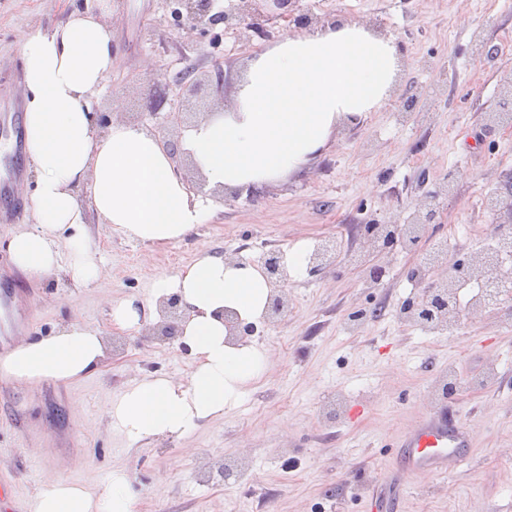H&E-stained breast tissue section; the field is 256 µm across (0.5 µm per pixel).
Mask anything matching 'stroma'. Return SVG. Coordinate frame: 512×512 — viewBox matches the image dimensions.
I'll return each mask as SVG.
<instances>
[{
	"label": "stroma",
	"mask_w": 512,
	"mask_h": 512,
	"mask_svg": "<svg viewBox=\"0 0 512 512\" xmlns=\"http://www.w3.org/2000/svg\"><path fill=\"white\" fill-rule=\"evenodd\" d=\"M317 16L377 28L392 38L400 68L391 105L362 124H340L310 166L254 192L206 188L213 205L185 240L149 246L89 221L101 269L98 286L75 284L65 270L37 279L13 265L7 242L16 224L0 223V344L52 334L78 320L99 327L122 347L83 379H32L12 386L0 405V471L30 504L47 478L95 488L112 471L131 478L137 512H366L392 468L390 448L426 414L442 372L454 368L455 390L474 446L462 464L440 475L406 478L398 512H512V309L427 332L396 312L416 290L408 273L423 249L396 247L375 258L385 266L370 283L361 266L362 223L400 224L420 197L452 182L436 201L428 233L445 242L449 260L493 246L512 217L484 207L512 180V127L486 129L487 112H511L498 92L512 78V8L502 0H303ZM99 0H0V100L21 96L25 33L52 29L74 11H98ZM173 0H111L112 74L92 100L95 110L127 119L149 117L155 76L203 80L224 69L223 93L169 97L168 112L229 106L235 86L259 51L294 32L289 21L250 41L204 25L187 30ZM498 50L476 62V44ZM418 97L416 114L402 104ZM334 241L336 264L289 277L288 315L261 323L253 337L267 356L262 374L223 417L181 436L130 443L113 430L106 403L149 375L181 378L193 368L190 348L161 343L144 327H113L110 306L147 299L156 281L173 276L204 249L222 247L251 263L272 250ZM363 309L360 332L348 327ZM228 479L209 478L217 462Z\"/></svg>",
	"instance_id": "1"
}]
</instances>
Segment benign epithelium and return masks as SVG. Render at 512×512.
Returning a JSON list of instances; mask_svg holds the SVG:
<instances>
[{
    "label": "benign epithelium",
    "mask_w": 512,
    "mask_h": 512,
    "mask_svg": "<svg viewBox=\"0 0 512 512\" xmlns=\"http://www.w3.org/2000/svg\"><path fill=\"white\" fill-rule=\"evenodd\" d=\"M303 0H224L219 10H214L215 0H184L188 27L199 25H224L240 37L247 32L278 19H288L302 29L311 25H322L325 19L306 12ZM174 170L182 173L187 153L181 151L172 140L164 141ZM435 194L420 198L418 206L402 224H366L369 253H379L396 243L411 247L429 240L428 224L434 216ZM486 209L497 212L505 207L512 216V191L506 194L495 192L488 197ZM497 249L474 253L468 262L448 264L447 251L432 247L425 262L409 272L410 279L420 287L413 296L405 300L398 313L399 320L411 325L432 330L446 326L453 329L461 326L463 317L450 306V295L459 282H477L482 294L475 306V314L483 315L512 300V276L502 269V256L512 252V231L501 234L496 240ZM341 254L339 244L322 243L309 256L310 271L317 272L333 263ZM270 286V295L263 321L273 324L285 318L288 313V300L284 290L288 284V269L280 253L273 251L261 263ZM160 320L148 328L154 339L171 342L180 336L182 322L187 318V307L177 295H171L158 304ZM224 327L227 328L225 342L236 344L256 332V325L244 323L238 315L224 310Z\"/></svg>",
    "instance_id": "benign-epithelium-1"
}]
</instances>
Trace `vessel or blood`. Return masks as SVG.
Returning <instances> with one entry per match:
<instances>
[{"label": "vessel or blood", "instance_id": "obj_1", "mask_svg": "<svg viewBox=\"0 0 512 512\" xmlns=\"http://www.w3.org/2000/svg\"><path fill=\"white\" fill-rule=\"evenodd\" d=\"M0 137L11 143L13 153L19 154L25 150L19 103L9 105L6 113L0 116ZM471 445L472 432L462 419L455 400L429 409L398 442L396 455L399 476L375 493V507L380 508L381 512H392L404 477L444 473L449 467L465 461Z\"/></svg>", "mask_w": 512, "mask_h": 512}]
</instances>
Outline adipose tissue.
Here are the masks:
<instances>
[{
	"mask_svg": "<svg viewBox=\"0 0 512 512\" xmlns=\"http://www.w3.org/2000/svg\"><path fill=\"white\" fill-rule=\"evenodd\" d=\"M112 30L102 15L71 13L51 31L22 42L27 165L35 176L30 221L7 248L20 269L44 277L66 268L80 285L95 283L87 216L151 246L179 242L203 224L208 205L176 174L161 136L115 120L99 128L90 99L112 71ZM398 66L394 42L353 23L326 24L286 36L250 62L228 108L179 141L213 188H261L301 170L337 126L389 106ZM178 294L189 308L182 341L195 355L188 378L158 375L128 386L105 413L131 443L183 436L222 416L264 370L256 344L228 345L221 314L258 322L270 287L259 266L202 251L175 275L158 280L146 302L111 308L113 326L129 329L157 316L159 300ZM108 356L102 331L72 321L54 335L22 342L0 357L16 380L74 381ZM128 473L109 474L97 492L51 478L32 512H135Z\"/></svg>",
	"mask_w": 512,
	"mask_h": 512,
	"instance_id": "ef3b65f1",
	"label": "adipose tissue"
}]
</instances>
